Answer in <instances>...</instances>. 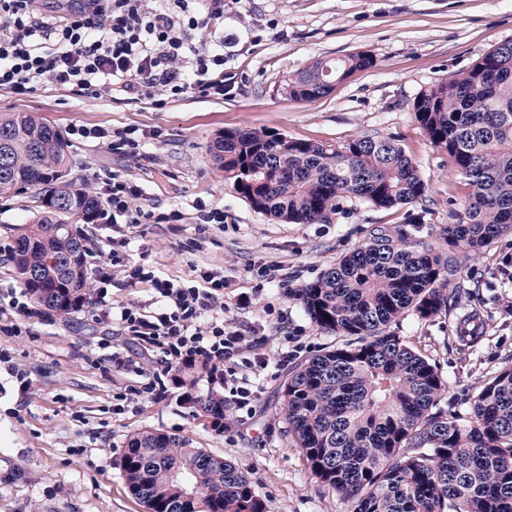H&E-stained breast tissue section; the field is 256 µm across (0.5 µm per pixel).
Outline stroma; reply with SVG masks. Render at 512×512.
Segmentation results:
<instances>
[{
	"label": "stroma",
	"mask_w": 512,
	"mask_h": 512,
	"mask_svg": "<svg viewBox=\"0 0 512 512\" xmlns=\"http://www.w3.org/2000/svg\"><path fill=\"white\" fill-rule=\"evenodd\" d=\"M224 97L194 93L154 100L126 94L91 98L48 84L20 97L0 89V112H34L62 132L99 126L129 133L137 148L72 141L71 175L86 181L102 211L78 225L94 288L113 306H151L144 267L186 287L199 274L224 276V322L256 328L237 359L236 377L253 396L238 406L227 387H209L201 369H183L182 387L166 398L134 397L155 357L104 317L99 304L62 317L31 303L7 256L39 207L36 190L0 195V512H146L132 496L120 460L130 435L158 431L231 461L250 480L266 512H349L321 486L288 434L283 384L289 370L340 343L317 327L288 291L315 280L379 227L445 249L443 229L466 194L452 159L417 123L413 102L423 90L463 72L495 45L512 40V0H224ZM364 52L371 68L334 82L306 102L282 93L317 59ZM162 106H155V99ZM268 129L293 139L341 147L365 135L395 137L428 183L425 201L378 209L352 200L323 224H288L255 211L224 181L211 148L219 132ZM138 185L136 204L153 222H113V178ZM220 211L207 224L202 213ZM420 223H410V215ZM512 236L493 241L468 262L471 293L428 320L406 312L390 332L438 367L449 405L462 406L486 378L512 367V277L504 258ZM26 303L18 314L12 301ZM479 310L487 324L477 346L457 332L461 316ZM288 317L287 332L277 326ZM133 363L113 367V347ZM264 357L265 368L254 365ZM224 400V426L195 409L197 399Z\"/></svg>",
	"instance_id": "stroma-1"
}]
</instances>
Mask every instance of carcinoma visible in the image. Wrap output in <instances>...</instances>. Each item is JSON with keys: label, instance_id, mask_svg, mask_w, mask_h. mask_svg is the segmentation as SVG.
<instances>
[{"label": "carcinoma", "instance_id": "1", "mask_svg": "<svg viewBox=\"0 0 512 512\" xmlns=\"http://www.w3.org/2000/svg\"><path fill=\"white\" fill-rule=\"evenodd\" d=\"M372 64L363 52L316 60L281 90L312 102ZM413 111L468 189L444 230L448 252L381 228L291 292L317 327L349 340L288 373V434L351 512H512V367L486 379L467 412L450 414L441 407L448 382L438 368L387 332L409 310L429 319L447 309L449 296L467 293L465 260L512 234V40L422 91ZM70 154L64 134L36 114L0 113V194L33 188L44 208L12 250V270L35 304L60 315L91 295L85 248L68 220L92 224L100 211L86 185L62 178ZM214 158L254 210L293 224L328 223L346 198L390 208L414 204L428 190L390 136H362L336 149L235 129L217 137ZM28 268L38 280H23ZM196 405L211 424L224 421V399ZM121 468L131 494L153 512H265L231 462L180 437L136 434ZM194 478L199 495L188 496L182 481Z\"/></svg>", "mask_w": 512, "mask_h": 512}]
</instances>
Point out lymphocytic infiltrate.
<instances>
[{"mask_svg":"<svg viewBox=\"0 0 512 512\" xmlns=\"http://www.w3.org/2000/svg\"><path fill=\"white\" fill-rule=\"evenodd\" d=\"M40 0H0V88L23 95L36 85L97 98L112 91L130 99L152 98L156 87L171 97L188 92L224 95V43H194L195 31L224 18V0H205L196 14L191 0H85L63 16L43 14ZM158 294L152 311L121 306L129 336L145 344L166 371L197 363L210 384L224 385L246 338L224 324L219 295L223 275L204 271L202 287L184 288L154 272L144 273Z\"/></svg>","mask_w":512,"mask_h":512,"instance_id":"obj_1","label":"lymphocytic infiltrate"}]
</instances>
